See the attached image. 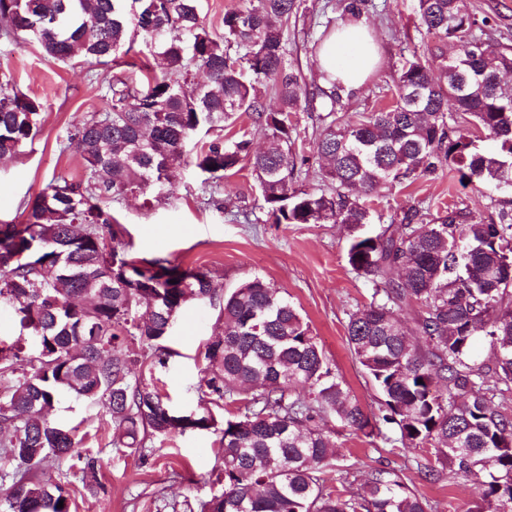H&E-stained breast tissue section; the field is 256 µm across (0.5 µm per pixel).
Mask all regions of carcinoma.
<instances>
[{
	"label": "carcinoma",
	"instance_id": "carcinoma-1",
	"mask_svg": "<svg viewBox=\"0 0 512 512\" xmlns=\"http://www.w3.org/2000/svg\"><path fill=\"white\" fill-rule=\"evenodd\" d=\"M421 25L457 43L441 76L417 53L393 78L390 106L362 120L330 109L315 143L329 185H294L291 114L301 73L287 63L288 23L304 0H249L224 13L223 32L202 24L201 0H0V41L34 43L67 64L107 67L134 51L150 63L102 80L105 106L68 131L63 148L84 163L79 178L58 175L23 204L19 224H0V305L19 339L0 341V475L14 463L42 464L74 448L71 430L48 421L62 392L102 406L113 445L143 448L153 436L188 429L221 435L224 492L205 512H432L394 468L358 471L327 420L403 450L433 447L441 470L476 485L470 512H512V200L489 221L452 207L424 223L410 210L379 233L364 200L387 181H415L446 164L461 182L501 189L512 181V47L475 34L465 0H417ZM203 70L207 81L197 83ZM275 93L268 109L259 89ZM42 103L0 66V159L42 132ZM247 114L267 133L254 151L247 135L217 137L193 156L202 190L248 160L276 224H343L347 262L375 285L370 304L349 315L347 343L381 396L368 414L333 372L311 327L288 295L256 277L224 296V337L205 352L202 379L218 408L193 416L172 410L157 390L131 378L145 365L128 342L163 350L180 309L217 289L200 270L163 256L128 254L111 205L130 195L169 198L176 165L203 130L223 131ZM493 147L476 145L472 130ZM421 306L413 332L399 312ZM487 345L476 359L477 343ZM336 474L340 487L327 486ZM8 512H71L69 493L14 471ZM360 482L362 492L349 487ZM63 507H58V504Z\"/></svg>",
	"mask_w": 512,
	"mask_h": 512
}]
</instances>
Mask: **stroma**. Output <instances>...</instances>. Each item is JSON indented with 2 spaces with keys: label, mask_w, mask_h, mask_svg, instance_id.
<instances>
[{
  "label": "stroma",
  "mask_w": 512,
  "mask_h": 512,
  "mask_svg": "<svg viewBox=\"0 0 512 512\" xmlns=\"http://www.w3.org/2000/svg\"><path fill=\"white\" fill-rule=\"evenodd\" d=\"M416 0H365L361 21L380 53L376 71L355 93H341L337 116L360 117L393 101V77L404 57L418 51L433 71H440L456 48L427 35L420 25ZM470 13L488 18L483 33L512 45V0H467ZM343 0H306V8L290 24L288 63L300 69L303 106L294 116V152L303 165L297 181L308 188L322 185L327 163L314 149L326 111L317 95L320 68L317 50L327 31L345 26ZM0 65L9 67L18 86L43 104V129L32 146L17 157L0 160V222H21L22 204L42 191L58 174L84 172L83 162L62 143L71 125L101 108L103 91L80 64L44 58L37 47L0 44ZM223 210L203 201L202 186L191 163H183L170 198H130L117 205L129 254L139 259L166 256L184 268L207 272L217 286L214 300H193L173 320L164 342L165 365L138 370L176 412L201 411L209 397L199 388L207 363L205 346L221 335L223 296L242 283L262 277L287 292L308 320L333 371L366 412H377L379 395L352 354L346 339L350 314L368 305L375 286L347 263L349 232L342 224H276L263 209L257 179L249 163L220 183ZM503 195L493 187L463 185L456 171L440 167L412 184L383 183L366 198L380 232L392 216L418 208L433 217L450 206L467 208L474 217L494 216ZM50 421L75 430L71 455L32 466L39 480L61 484L72 499V512H200L203 502L224 490L219 468L220 436L213 431H188L147 441L142 448L112 443V420L104 409L72 395L59 394ZM346 464L360 473L381 467L401 469L408 485L435 512H469L472 483L426 472L435 466L430 449L390 452L381 439L338 433ZM95 461L94 474L83 473V457Z\"/></svg>",
  "instance_id": "1"
}]
</instances>
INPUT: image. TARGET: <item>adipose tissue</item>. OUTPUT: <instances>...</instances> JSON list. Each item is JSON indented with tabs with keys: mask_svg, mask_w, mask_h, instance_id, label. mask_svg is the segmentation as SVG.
<instances>
[{
	"mask_svg": "<svg viewBox=\"0 0 512 512\" xmlns=\"http://www.w3.org/2000/svg\"><path fill=\"white\" fill-rule=\"evenodd\" d=\"M319 57L322 72L349 91L361 89L377 62L376 49L359 24L332 34Z\"/></svg>",
	"mask_w": 512,
	"mask_h": 512,
	"instance_id": "ef3b65f1",
	"label": "adipose tissue"
}]
</instances>
